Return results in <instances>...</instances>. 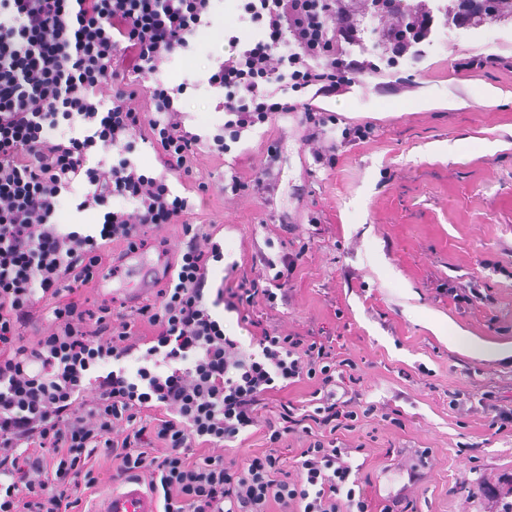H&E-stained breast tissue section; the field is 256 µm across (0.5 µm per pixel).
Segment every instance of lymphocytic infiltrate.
<instances>
[{
	"instance_id": "obj_1",
	"label": "lymphocytic infiltrate",
	"mask_w": 512,
	"mask_h": 512,
	"mask_svg": "<svg viewBox=\"0 0 512 512\" xmlns=\"http://www.w3.org/2000/svg\"><path fill=\"white\" fill-rule=\"evenodd\" d=\"M213 2L0 0V512H82L100 457L112 484L145 485L160 512H404L401 496L374 507L356 462L364 446L338 436L376 412L355 389V361L328 337L281 332L256 311L285 291L293 254L260 256L262 272L211 285L222 247L189 222L192 206L168 178L192 181L200 154L223 157L281 112L301 113L305 151L333 166L322 98L365 74L391 93L412 91L384 75L424 57L435 0H417L381 65L336 53L357 34L351 0H247L256 34L224 31L229 50L207 78L224 93V125L207 144L174 105L184 86L144 81L194 49ZM285 80L303 102L280 98ZM78 124L87 133H57ZM140 140L161 173L132 160ZM100 150L105 158L91 161ZM77 182L89 187L78 211H104L97 233L54 220ZM116 197L130 209L108 210ZM174 224L183 241L153 301L115 308L76 297L75 284L102 275L112 245L133 250ZM220 306L237 313L254 352L225 334L212 315ZM305 381L314 389L304 405L280 400ZM259 425L269 450L229 456ZM295 433L306 445L291 472L276 448Z\"/></svg>"
}]
</instances>
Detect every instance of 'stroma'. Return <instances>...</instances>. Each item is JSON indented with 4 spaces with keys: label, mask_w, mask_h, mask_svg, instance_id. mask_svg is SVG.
I'll list each match as a JSON object with an SVG mask.
<instances>
[{
    "label": "stroma",
    "mask_w": 512,
    "mask_h": 512,
    "mask_svg": "<svg viewBox=\"0 0 512 512\" xmlns=\"http://www.w3.org/2000/svg\"><path fill=\"white\" fill-rule=\"evenodd\" d=\"M236 22L216 9L200 50L172 57L159 75L170 87L191 83L181 105L204 137L224 123V95L206 78ZM476 54L512 56V25L438 29L421 61L395 71L416 81L410 98L377 95L364 76L354 94L326 100L336 116L329 138L350 124L375 128L369 141L338 148L333 168L304 152L293 112L255 129L242 154L196 163L213 189L191 221L223 225L224 267L246 271L257 252L277 256L267 241L282 235L299 253L276 319L292 332L333 336L360 367L363 399L398 415L400 426L375 419L341 437L366 446L372 501L408 488L411 512H494L476 488L512 476V431L491 429L480 404L465 414L448 406L451 392L487 390L512 406V68H456ZM271 146L275 191L225 201L220 185L249 176ZM453 288L480 296L458 303ZM472 345L484 355L469 353ZM411 461L421 474L414 486Z\"/></svg>",
    "instance_id": "stroma-1"
}]
</instances>
